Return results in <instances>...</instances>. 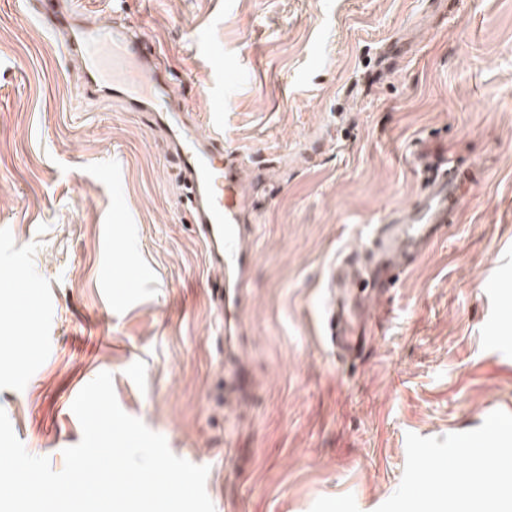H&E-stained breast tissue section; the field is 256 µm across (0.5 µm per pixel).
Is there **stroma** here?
Segmentation results:
<instances>
[{
	"mask_svg": "<svg viewBox=\"0 0 512 512\" xmlns=\"http://www.w3.org/2000/svg\"><path fill=\"white\" fill-rule=\"evenodd\" d=\"M100 36L158 51L204 136L237 160L258 240L225 405L224 326L166 136L75 93L42 0H0V408L62 470L72 403L119 406L209 468L215 512H401L422 485L512 448V0H84ZM471 169L454 224L338 356L331 273L425 185ZM132 269L137 287H119ZM24 285L32 321L12 312Z\"/></svg>",
	"mask_w": 512,
	"mask_h": 512,
	"instance_id": "1",
	"label": "stroma"
}]
</instances>
